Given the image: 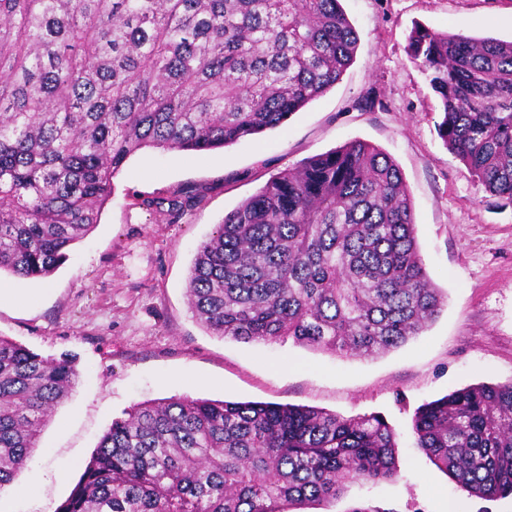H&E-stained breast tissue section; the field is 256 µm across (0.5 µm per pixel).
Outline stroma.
I'll list each match as a JSON object with an SVG mask.
<instances>
[{
    "label": "stroma",
    "instance_id": "stroma-1",
    "mask_svg": "<svg viewBox=\"0 0 512 512\" xmlns=\"http://www.w3.org/2000/svg\"><path fill=\"white\" fill-rule=\"evenodd\" d=\"M360 42L336 85L280 127L221 150L146 151L114 180L99 224L50 277L0 275V336L76 358L77 384L43 427L17 482V512H53L113 418L171 396L257 401L343 416L379 414L398 434L400 476L349 484L297 512H512V495L469 497L413 443L416 409L457 389L512 381V204L495 199L439 138V102L409 60L413 23L512 40V0H341ZM381 99L369 109V94ZM360 139L386 152L409 190L419 251L445 305L420 336L374 357L293 341L211 335L186 299L199 245L271 177ZM164 199L146 210L135 197Z\"/></svg>",
    "mask_w": 512,
    "mask_h": 512
}]
</instances>
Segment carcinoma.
<instances>
[{"label": "carcinoma", "mask_w": 512, "mask_h": 512, "mask_svg": "<svg viewBox=\"0 0 512 512\" xmlns=\"http://www.w3.org/2000/svg\"><path fill=\"white\" fill-rule=\"evenodd\" d=\"M339 0H0V273L52 275L145 149L224 148L282 124L353 63ZM407 55L439 99L438 136L512 203V41L415 26ZM186 296L212 335L377 356L443 297L410 194L361 140L267 181L202 243ZM78 372L0 336V490ZM416 447L468 496L512 494V382L416 411ZM380 415L171 397L112 420L56 512H286L399 476Z\"/></svg>", "instance_id": "carcinoma-1"}]
</instances>
